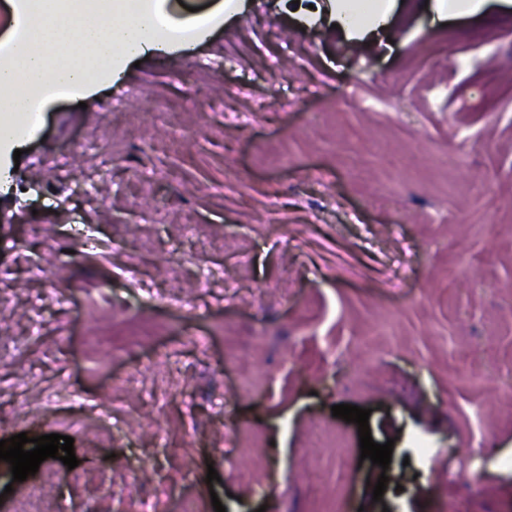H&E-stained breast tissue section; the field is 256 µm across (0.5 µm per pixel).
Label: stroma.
I'll use <instances>...</instances> for the list:
<instances>
[{"mask_svg":"<svg viewBox=\"0 0 512 512\" xmlns=\"http://www.w3.org/2000/svg\"><path fill=\"white\" fill-rule=\"evenodd\" d=\"M329 2L303 23L292 0H244L192 46L56 97L0 157V441L67 435L78 460L48 459L50 486L0 460V512L40 486L50 512H512V92L466 109L484 68L512 89V9L437 31L409 0L376 48L338 36ZM448 36L456 64L417 68ZM107 107L137 118L104 125ZM170 285L190 318L161 304ZM134 316L152 342L88 345ZM339 404L393 441L388 469ZM314 423L335 447L306 446Z\"/></svg>","mask_w":512,"mask_h":512,"instance_id":"35a3bbf8","label":"stroma"}]
</instances>
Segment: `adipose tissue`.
I'll list each match as a JSON object with an SVG mask.
<instances>
[{
  "mask_svg": "<svg viewBox=\"0 0 512 512\" xmlns=\"http://www.w3.org/2000/svg\"><path fill=\"white\" fill-rule=\"evenodd\" d=\"M401 6V0H332L330 17L339 34L348 40L379 44ZM195 26L193 19L174 15L168 0H127L117 11L103 5L66 25L51 17L35 22L29 19L21 30L10 35L16 45L13 64L0 67V82H12L18 71L25 76L12 97L0 104V146L12 147L32 133L28 123L30 88L57 85L74 94L85 92L94 81L90 66L98 59L105 62L98 78L121 80L122 62L170 49V39L158 37L159 28L175 32ZM27 37L56 45L59 56L50 59L28 55L22 46Z\"/></svg>",
  "mask_w": 512,
  "mask_h": 512,
  "instance_id": "ef3b65f1",
  "label": "adipose tissue"
}]
</instances>
